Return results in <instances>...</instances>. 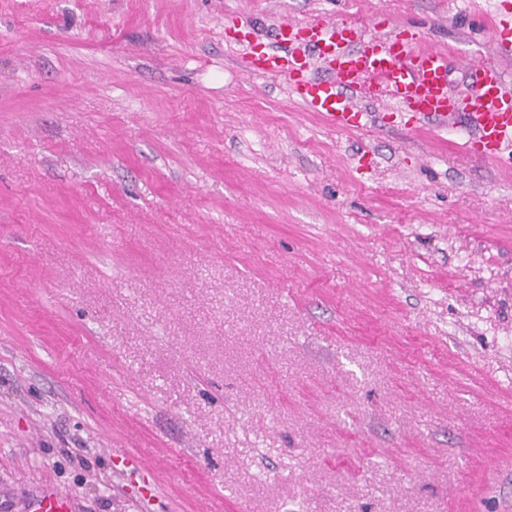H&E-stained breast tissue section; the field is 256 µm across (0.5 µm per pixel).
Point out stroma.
Listing matches in <instances>:
<instances>
[{"label":"stroma","mask_w":512,"mask_h":512,"mask_svg":"<svg viewBox=\"0 0 512 512\" xmlns=\"http://www.w3.org/2000/svg\"><path fill=\"white\" fill-rule=\"evenodd\" d=\"M496 0H0V512H512V168L241 45ZM26 512H74L71 495H59L52 491H45L32 498L28 503Z\"/></svg>","instance_id":"obj_1"}]
</instances>
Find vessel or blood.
I'll return each mask as SVG.
<instances>
[{
	"instance_id": "1",
	"label": "vessel or blood",
	"mask_w": 512,
	"mask_h": 512,
	"mask_svg": "<svg viewBox=\"0 0 512 512\" xmlns=\"http://www.w3.org/2000/svg\"><path fill=\"white\" fill-rule=\"evenodd\" d=\"M420 32L409 39L371 27L361 39L346 37L339 21L319 16L304 26L280 21L274 42L253 40L242 58L254 76L286 75L289 89L306 111L330 126L358 131L373 121L360 81L371 75L391 82V113L404 125L461 132L463 147L497 164L512 167V91L505 87L500 60L512 59V21L497 17L491 37L494 61H469L478 95L450 98L445 84L446 53L421 48ZM27 512H74L71 496L43 492Z\"/></svg>"
}]
</instances>
